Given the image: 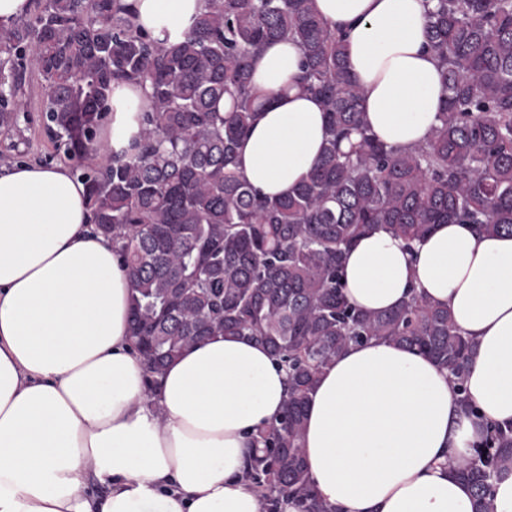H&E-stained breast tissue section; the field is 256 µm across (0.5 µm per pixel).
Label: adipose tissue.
Wrapping results in <instances>:
<instances>
[{"instance_id":"obj_1","label":"adipose tissue","mask_w":512,"mask_h":512,"mask_svg":"<svg viewBox=\"0 0 512 512\" xmlns=\"http://www.w3.org/2000/svg\"><path fill=\"white\" fill-rule=\"evenodd\" d=\"M128 2L138 27L169 41L205 5ZM313 6L346 29L372 131L399 148L425 141L445 98L425 0ZM300 60L292 41L275 40L254 61L266 104L238 168L267 196L288 195L324 143L319 101L286 88ZM147 105L142 88L116 86L102 145L127 146ZM340 276L365 312L414 293L448 307L475 350L461 394L428 355L377 339L350 345L308 397L315 490L337 512H472V489L450 464L472 456L487 423H512V235L439 224L409 245L380 228L358 239ZM130 293L111 239L94 229L87 186L67 165L0 171V512H265L244 472L253 436L282 411L285 370L253 340L209 337L148 389L130 342Z\"/></svg>"}]
</instances>
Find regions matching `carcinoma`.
<instances>
[{"label":"carcinoma","instance_id":"cac0c4a2","mask_svg":"<svg viewBox=\"0 0 512 512\" xmlns=\"http://www.w3.org/2000/svg\"><path fill=\"white\" fill-rule=\"evenodd\" d=\"M312 0H206L191 31L160 41L121 0H32L0 25V130L21 133L30 73L49 160L88 188L93 224L131 280L130 336L150 384L198 339L246 336L288 373L278 422L257 432L245 477L268 512H336L315 492L304 455L308 394L351 344L381 339L433 357L461 388L473 340L448 308L412 295L363 312L339 271L359 238L384 228L411 244L437 224L512 235V0H433L428 49L446 100L426 142L400 149L374 134L360 106L343 37ZM301 50L293 88L317 97L321 154L286 197L257 192L238 171L243 136L265 101L252 83L263 46ZM148 91L138 133L105 152L113 86ZM224 111H219V104ZM493 512L492 482L512 475V425L490 423L478 451L452 465Z\"/></svg>","mask_w":512,"mask_h":512}]
</instances>
